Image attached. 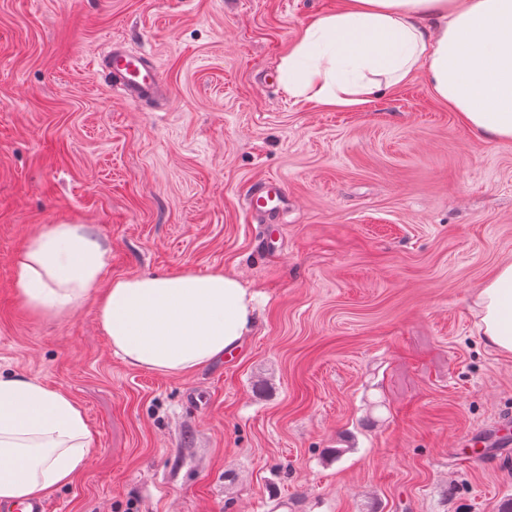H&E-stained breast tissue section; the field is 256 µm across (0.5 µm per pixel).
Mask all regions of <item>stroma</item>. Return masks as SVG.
<instances>
[{
  "instance_id": "stroma-1",
  "label": "stroma",
  "mask_w": 512,
  "mask_h": 512,
  "mask_svg": "<svg viewBox=\"0 0 512 512\" xmlns=\"http://www.w3.org/2000/svg\"><path fill=\"white\" fill-rule=\"evenodd\" d=\"M338 0H0V370L79 403L93 450L51 512H498L512 356L474 295L512 262V142L475 139L422 78L363 105L291 97L279 65ZM152 54L150 109L93 66ZM269 178L283 205L259 212ZM91 225L103 281L237 273L253 332L169 376L114 356L86 302L15 296L41 226ZM284 197V185L280 181L274 179L267 180L252 194L251 206L256 211H270L277 208L279 205L270 207L269 209H267V207L271 206L274 202L279 201V204L282 203ZM511 418L499 417L489 422L480 432L481 444L485 447H504L512 435ZM511 428V432H510Z\"/></svg>"
}]
</instances>
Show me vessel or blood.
<instances>
[{"label": "vessel or blood", "instance_id": "b4317fda", "mask_svg": "<svg viewBox=\"0 0 512 512\" xmlns=\"http://www.w3.org/2000/svg\"><path fill=\"white\" fill-rule=\"evenodd\" d=\"M94 65L106 80L117 82L125 98L133 103L147 106L166 93L165 84L148 53H136L115 43L95 59ZM284 197V185L271 179L255 190L251 205L253 209L263 211L273 203L283 201ZM480 437L484 447L505 446L512 438V418L504 416L489 422Z\"/></svg>", "mask_w": 512, "mask_h": 512}]
</instances>
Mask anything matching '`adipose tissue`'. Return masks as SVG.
Masks as SVG:
<instances>
[{"mask_svg": "<svg viewBox=\"0 0 512 512\" xmlns=\"http://www.w3.org/2000/svg\"><path fill=\"white\" fill-rule=\"evenodd\" d=\"M288 93L351 107L422 76L476 138L512 142V0H340L305 26L279 66ZM86 224H47L13 258L18 299L63 316L89 300L114 355L164 375H187L234 351L250 333L255 295L224 269L116 277ZM478 329L512 355V263L475 296ZM81 407L39 379L0 373V503L36 501L68 485L92 451Z\"/></svg>", "mask_w": 512, "mask_h": 512, "instance_id": "ef3b65f1", "label": "adipose tissue"}]
</instances>
